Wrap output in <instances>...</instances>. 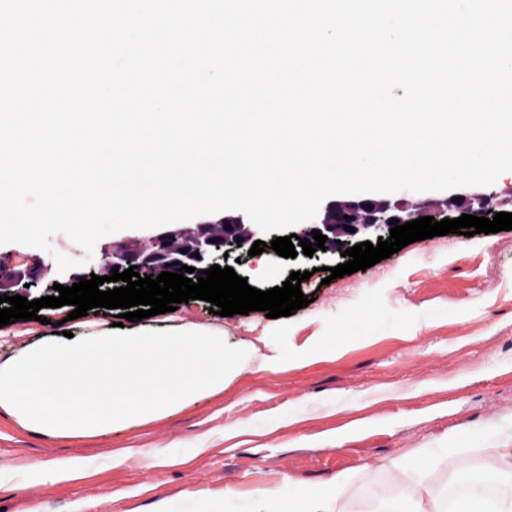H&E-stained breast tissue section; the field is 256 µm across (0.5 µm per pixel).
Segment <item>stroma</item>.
I'll use <instances>...</instances> for the list:
<instances>
[{
    "label": "stroma",
    "mask_w": 512,
    "mask_h": 512,
    "mask_svg": "<svg viewBox=\"0 0 512 512\" xmlns=\"http://www.w3.org/2000/svg\"><path fill=\"white\" fill-rule=\"evenodd\" d=\"M49 250L0 245L40 258L43 279L67 284L56 254L82 257L66 235ZM337 253L287 259L266 251L229 260L260 290L285 270L309 272L310 304L288 317H221L209 302L142 319L154 331L195 324L222 333L246 359L222 391L160 418L95 435L27 430L0 410V512H256L261 489L297 499L348 481L334 512L409 498L440 499L454 474L501 467L512 448V230L448 234L327 280ZM70 306L40 309L0 338V362L50 335L81 334ZM429 449L432 464L395 473L392 460Z\"/></svg>",
    "instance_id": "stroma-1"
}]
</instances>
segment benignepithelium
Instances as JSON below:
<instances>
[{
    "label": "benign epithelium",
    "mask_w": 512,
    "mask_h": 512,
    "mask_svg": "<svg viewBox=\"0 0 512 512\" xmlns=\"http://www.w3.org/2000/svg\"><path fill=\"white\" fill-rule=\"evenodd\" d=\"M494 197L492 192L477 191L461 195L458 201L453 194L442 203L416 208L389 199L334 200L317 212L313 220L288 229V233L293 235L291 241L297 247L301 238L314 242L312 230L316 229L328 237L325 242L327 251L341 253L361 242L387 239L393 218L400 225L424 216H432L439 222L444 218L456 219L458 212L464 211L491 219L497 213L492 204ZM348 226L355 231H347ZM276 237V233L265 235L257 225L244 223L241 215L228 214L216 224L205 222L189 230L178 228L156 232L141 246L106 245L102 248V263L94 274L109 276L115 267L121 273L134 266L140 276L149 275L154 279L165 270L176 272L187 265L195 268V272H186L184 276L195 281L201 277L200 271L220 263L224 255L246 254L255 241L269 245ZM41 279L39 261L0 257V296L26 294Z\"/></svg>",
    "instance_id": "obj_1"
}]
</instances>
